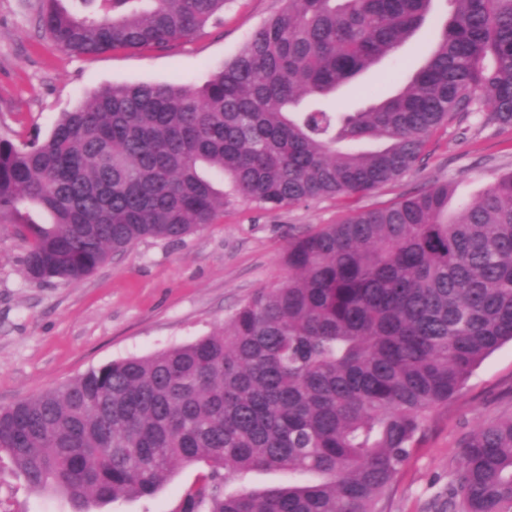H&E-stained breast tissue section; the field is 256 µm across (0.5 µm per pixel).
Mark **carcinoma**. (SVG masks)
I'll return each mask as SVG.
<instances>
[{"instance_id":"cac0c4a2","label":"carcinoma","mask_w":512,"mask_h":512,"mask_svg":"<svg viewBox=\"0 0 512 512\" xmlns=\"http://www.w3.org/2000/svg\"><path fill=\"white\" fill-rule=\"evenodd\" d=\"M41 2L42 30L89 54L188 39L227 0ZM449 2L423 66L355 112L306 99L392 56L433 0H286L201 86H108L41 141L0 138V215L29 243L28 279L78 280L140 240L206 229L221 181L264 209L363 194L462 114L512 125V0ZM454 193L435 183L299 234L287 279L223 327L1 406L0 460L74 512L149 497L178 464L203 471L172 512H381L433 411L512 341V172L455 209ZM464 448L460 512H512V415ZM271 470L288 484L223 490Z\"/></svg>"}]
</instances>
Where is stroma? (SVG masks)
<instances>
[{"instance_id": "stroma-1", "label": "stroma", "mask_w": 512, "mask_h": 512, "mask_svg": "<svg viewBox=\"0 0 512 512\" xmlns=\"http://www.w3.org/2000/svg\"><path fill=\"white\" fill-rule=\"evenodd\" d=\"M284 0H228L218 21L162 49H115L73 55L39 24L41 0H0V137H45L60 118L108 85L204 84L243 49L253 31L280 14ZM448 0H435L433 20L391 58L360 75L335 105L354 111L367 91L383 99L394 73L413 74L432 47L434 22ZM423 165L366 194L326 196L277 209L233 199L216 224L169 244L145 239L77 280L30 282L27 243L10 216L0 217V406H8L127 357L188 344L224 324L257 290L283 282L292 235L348 215L391 205L437 182L468 200L512 170V126H479L469 117L429 137ZM512 413V343L494 351L463 388L439 406L403 465L383 512H448L465 439L492 418ZM199 476L177 466L150 497L119 499L98 512H172ZM0 512H73L55 492L35 493L0 464Z\"/></svg>"}]
</instances>
